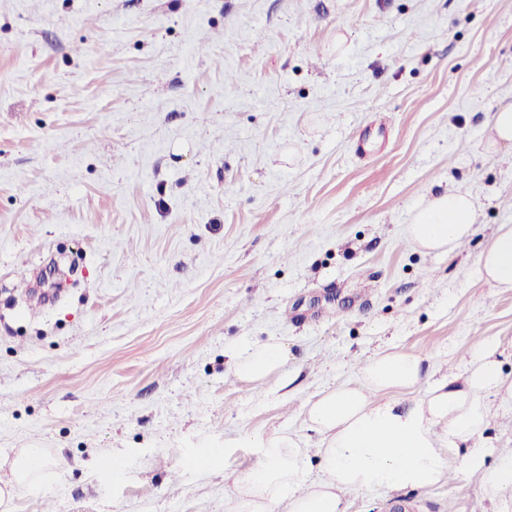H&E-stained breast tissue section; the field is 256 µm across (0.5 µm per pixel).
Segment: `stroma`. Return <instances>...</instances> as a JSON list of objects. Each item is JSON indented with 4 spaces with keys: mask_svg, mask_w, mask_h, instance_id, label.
<instances>
[{
    "mask_svg": "<svg viewBox=\"0 0 512 512\" xmlns=\"http://www.w3.org/2000/svg\"><path fill=\"white\" fill-rule=\"evenodd\" d=\"M512 0H0V478L14 512H224L254 438L384 347L436 375L499 343L512 293L479 254L512 224ZM470 191L476 234L406 227ZM283 340L282 377L228 350ZM118 473L104 481L108 464ZM491 512L479 481L347 512ZM490 128L491 147L504 145L512 148V104L502 106L492 114ZM477 209V199L466 190L434 195L408 224V239L422 252H454L475 233ZM45 464L38 448H29L16 459L12 466V477L0 487V507L3 512H11V502L15 495L31 489L43 477Z\"/></svg>",
    "mask_w": 512,
    "mask_h": 512,
    "instance_id": "35a3bbf8",
    "label": "stroma"
}]
</instances>
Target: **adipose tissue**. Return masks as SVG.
I'll return each instance as SVG.
<instances>
[{"mask_svg":"<svg viewBox=\"0 0 512 512\" xmlns=\"http://www.w3.org/2000/svg\"><path fill=\"white\" fill-rule=\"evenodd\" d=\"M478 202L468 191L450 189L427 199L407 227L423 252H454L475 232ZM492 287L512 291V224L492 233L478 258ZM499 346L482 341L462 356L459 373L427 381L422 356L393 347L361 361L355 383L323 391L305 406L310 430L321 445L311 466L303 438L283 431L255 439L257 464L233 474L224 512H346L347 494L422 489L449 482L459 471L478 478L492 512H512V448L489 435L491 404H512V377L503 374ZM288 346L272 339L234 349V376L263 383L281 376ZM425 386L423 397L402 396ZM45 464L27 449L0 487V507L38 484Z\"/></svg>","mask_w":512,"mask_h":512,"instance_id":"1","label":"adipose tissue"}]
</instances>
